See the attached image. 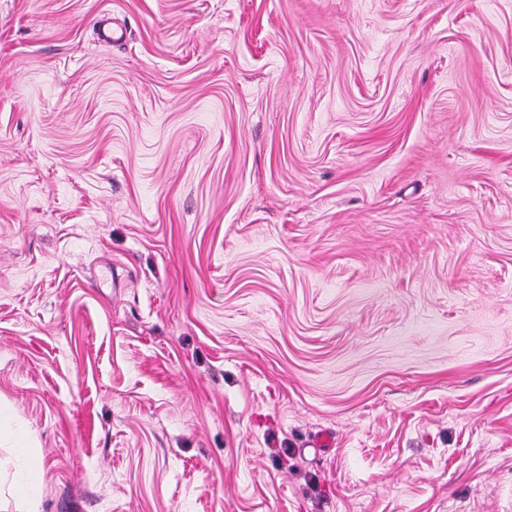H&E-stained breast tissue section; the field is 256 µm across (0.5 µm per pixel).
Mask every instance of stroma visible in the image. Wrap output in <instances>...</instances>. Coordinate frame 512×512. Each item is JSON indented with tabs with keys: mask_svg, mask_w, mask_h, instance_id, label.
<instances>
[{
	"mask_svg": "<svg viewBox=\"0 0 512 512\" xmlns=\"http://www.w3.org/2000/svg\"><path fill=\"white\" fill-rule=\"evenodd\" d=\"M1 412L0 512H512V0H0Z\"/></svg>",
	"mask_w": 512,
	"mask_h": 512,
	"instance_id": "1",
	"label": "stroma"
}]
</instances>
